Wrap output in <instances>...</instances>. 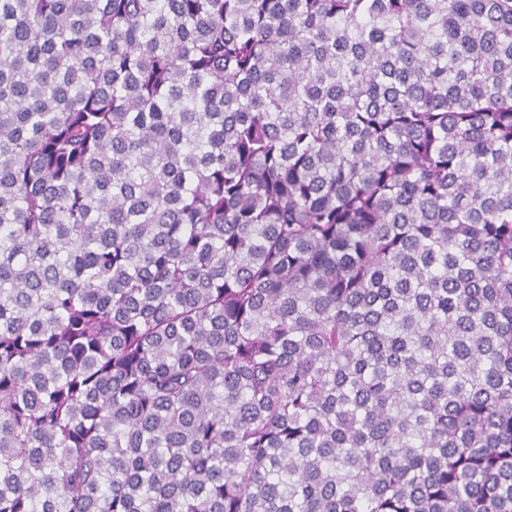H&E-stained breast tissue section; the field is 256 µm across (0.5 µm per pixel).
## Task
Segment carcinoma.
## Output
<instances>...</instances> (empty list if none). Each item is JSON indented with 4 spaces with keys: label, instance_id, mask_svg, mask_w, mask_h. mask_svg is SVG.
<instances>
[{
    "label": "carcinoma",
    "instance_id": "carcinoma-1",
    "mask_svg": "<svg viewBox=\"0 0 512 512\" xmlns=\"http://www.w3.org/2000/svg\"><path fill=\"white\" fill-rule=\"evenodd\" d=\"M0 512H512V0H0Z\"/></svg>",
    "mask_w": 512,
    "mask_h": 512
}]
</instances>
